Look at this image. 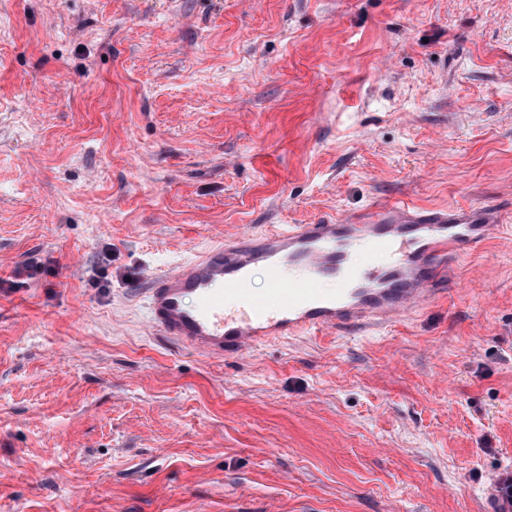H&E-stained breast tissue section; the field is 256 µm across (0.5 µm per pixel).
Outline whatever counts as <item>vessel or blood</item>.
Wrapping results in <instances>:
<instances>
[{
  "mask_svg": "<svg viewBox=\"0 0 512 512\" xmlns=\"http://www.w3.org/2000/svg\"><path fill=\"white\" fill-rule=\"evenodd\" d=\"M512 215L493 208L376 204L349 220L242 233L156 274L150 324L213 358L303 332L381 325L429 301L464 252ZM266 272V295L246 286Z\"/></svg>",
  "mask_w": 512,
  "mask_h": 512,
  "instance_id": "b4317fda",
  "label": "vessel or blood"
}]
</instances>
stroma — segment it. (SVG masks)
Masks as SVG:
<instances>
[{
	"instance_id": "35a3bbf8",
	"label": "stroma",
	"mask_w": 512,
	"mask_h": 512,
	"mask_svg": "<svg viewBox=\"0 0 512 512\" xmlns=\"http://www.w3.org/2000/svg\"><path fill=\"white\" fill-rule=\"evenodd\" d=\"M376 203L512 212V0H0V512H501L512 227L373 329L148 323L152 272Z\"/></svg>"
}]
</instances>
